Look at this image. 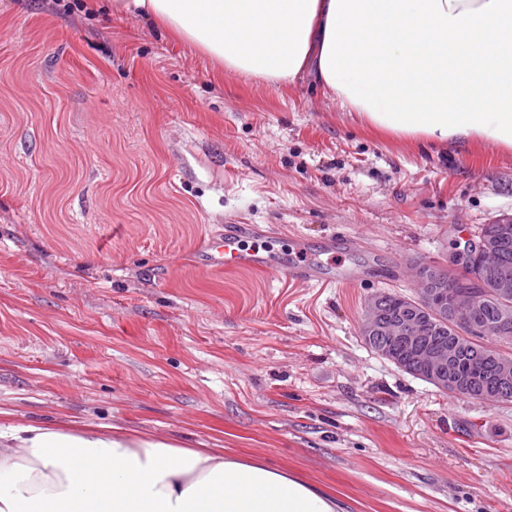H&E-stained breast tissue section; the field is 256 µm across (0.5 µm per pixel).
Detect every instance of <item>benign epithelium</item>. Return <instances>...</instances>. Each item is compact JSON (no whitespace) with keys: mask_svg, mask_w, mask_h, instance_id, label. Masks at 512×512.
<instances>
[{"mask_svg":"<svg viewBox=\"0 0 512 512\" xmlns=\"http://www.w3.org/2000/svg\"><path fill=\"white\" fill-rule=\"evenodd\" d=\"M500 240L477 232L467 236L464 244H455L448 262L447 272L430 266L416 270L419 296L415 307L392 317H384L379 294L369 297L364 306L361 335L384 336L389 339L378 355L395 363L400 359L393 346L399 345L409 356L407 369L416 377L450 393H459L469 387L470 379L456 370L459 342L451 344L427 343L431 335L430 315L438 313L456 322H471L473 315L482 310L487 298L495 297L507 303L512 300V277L501 269ZM481 258L483 269L477 288H448V276L468 263L472 255ZM499 384L512 383V362L503 361L489 373Z\"/></svg>","mask_w":512,"mask_h":512,"instance_id":"benign-epithelium-1","label":"benign epithelium"}]
</instances>
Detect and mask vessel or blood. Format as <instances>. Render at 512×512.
Here are the masks:
<instances>
[{"label":"vessel or blood","instance_id":"b4317fda","mask_svg":"<svg viewBox=\"0 0 512 512\" xmlns=\"http://www.w3.org/2000/svg\"><path fill=\"white\" fill-rule=\"evenodd\" d=\"M273 233H261L250 224L225 225L223 233L213 235L200 262L212 270L227 268L280 269L281 263L272 241Z\"/></svg>","mask_w":512,"mask_h":512}]
</instances>
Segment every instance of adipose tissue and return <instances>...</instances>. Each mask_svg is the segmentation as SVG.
I'll list each match as a JSON object with an SVG mask.
<instances>
[{
	"label": "adipose tissue",
	"mask_w": 512,
	"mask_h": 512,
	"mask_svg": "<svg viewBox=\"0 0 512 512\" xmlns=\"http://www.w3.org/2000/svg\"><path fill=\"white\" fill-rule=\"evenodd\" d=\"M232 74L311 80L368 127L512 150V0H110ZM0 512H344L260 458L95 428L0 429Z\"/></svg>",
	"instance_id": "1"
}]
</instances>
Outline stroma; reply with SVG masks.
<instances>
[{
    "instance_id": "obj_1",
    "label": "stroma",
    "mask_w": 512,
    "mask_h": 512,
    "mask_svg": "<svg viewBox=\"0 0 512 512\" xmlns=\"http://www.w3.org/2000/svg\"><path fill=\"white\" fill-rule=\"evenodd\" d=\"M101 0H0V425L259 457L349 512H512V404L368 348V297L512 215V152L422 149L308 82L228 73ZM228 224L362 269L203 267ZM288 274L301 282H322L327 284H343L351 283L354 278L344 269L335 273L328 278L323 279L321 267L315 260L302 261L301 263L292 265L287 270Z\"/></svg>"
}]
</instances>
